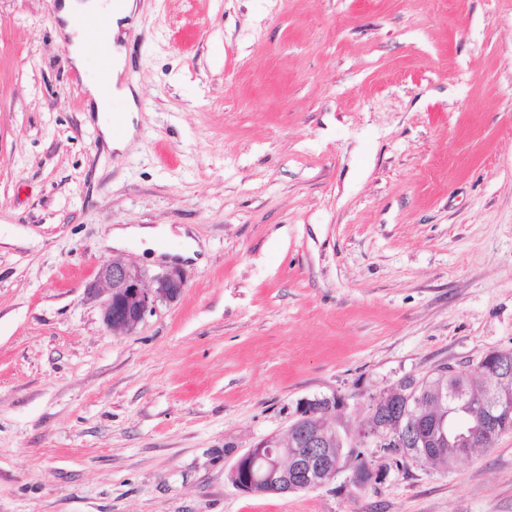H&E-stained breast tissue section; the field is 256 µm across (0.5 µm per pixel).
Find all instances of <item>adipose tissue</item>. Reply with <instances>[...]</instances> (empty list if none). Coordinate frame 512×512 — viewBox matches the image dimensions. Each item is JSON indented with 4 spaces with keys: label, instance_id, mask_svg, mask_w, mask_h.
I'll use <instances>...</instances> for the list:
<instances>
[{
    "label": "adipose tissue",
    "instance_id": "ef3b65f1",
    "mask_svg": "<svg viewBox=\"0 0 512 512\" xmlns=\"http://www.w3.org/2000/svg\"><path fill=\"white\" fill-rule=\"evenodd\" d=\"M134 11V0H62L58 11L62 23L60 31L69 39L71 62L80 71L95 59L85 37L87 19L104 15L109 20L106 41L111 80L106 85L99 80H91L86 83L84 93L87 105L92 106L96 113L97 124L107 146L118 152L130 146L138 120L136 91L124 78L126 49L120 41L124 30L133 24ZM174 238L180 242L178 254L182 258L192 259L199 253L200 246L193 237L185 233L173 236L170 228L162 224L155 227L131 225L114 228L111 244L118 249L134 245L139 250L160 255L166 251V242Z\"/></svg>",
    "mask_w": 512,
    "mask_h": 512
}]
</instances>
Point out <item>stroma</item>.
Returning a JSON list of instances; mask_svg holds the SVG:
<instances>
[{
    "label": "stroma",
    "mask_w": 512,
    "mask_h": 512,
    "mask_svg": "<svg viewBox=\"0 0 512 512\" xmlns=\"http://www.w3.org/2000/svg\"><path fill=\"white\" fill-rule=\"evenodd\" d=\"M57 0H0V512H512V431L311 491L228 478L296 406L349 434L512 350V0H137L132 147L87 119ZM186 227L199 262L109 246ZM179 269L136 327L97 270ZM303 403L304 411H302L299 407H296V414L301 413V415L297 416L291 424L296 425L297 423H301L304 426L308 425V427L315 429L318 426L323 425L327 418H323L321 414L315 416L312 415L318 414L327 408H329V410H332V408L336 406L337 400L336 396L333 395L332 397L325 396L315 399H306L305 401H303ZM309 406H311V409L309 410L307 416L312 417L305 418L304 415L307 413V410L305 409H307Z\"/></svg>",
    "instance_id": "35a3bbf8"
}]
</instances>
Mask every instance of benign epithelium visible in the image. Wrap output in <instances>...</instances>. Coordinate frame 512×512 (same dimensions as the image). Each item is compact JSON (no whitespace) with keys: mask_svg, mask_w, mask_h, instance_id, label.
<instances>
[{"mask_svg":"<svg viewBox=\"0 0 512 512\" xmlns=\"http://www.w3.org/2000/svg\"><path fill=\"white\" fill-rule=\"evenodd\" d=\"M145 274L123 263L112 262L100 268L96 281L90 286L95 290L105 286L107 299L103 304V321L114 331L128 330L141 322L147 312L159 301L177 298L185 287L181 272L169 270L153 277L156 288L149 289L144 284ZM498 356L494 373L501 382L512 378V351L496 350ZM481 405L484 415L476 426L460 423L451 428L453 437L459 441H471L482 433H492L512 417V391L505 390L487 396ZM336 406V397L307 399L304 407L308 415L318 414ZM391 412L386 403H374L371 417L378 423L357 432L358 446L368 448H404L417 441L418 427L405 422V416L387 417ZM293 448L291 466L286 468L280 461V449L272 447L268 439L254 444L243 453L231 468L236 479L235 486L252 493L260 486L273 494H288L299 488L316 489L331 482L336 477L338 466L328 449L323 447L321 435L308 430L294 433L289 439Z\"/></svg>","mask_w":512,"mask_h":512,"instance_id":"obj_1","label":"benign epithelium"}]
</instances>
